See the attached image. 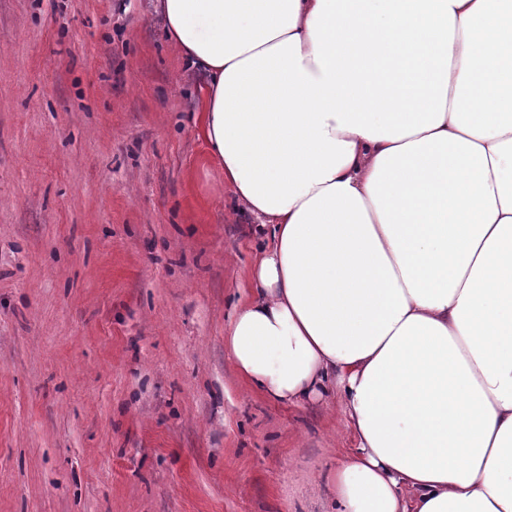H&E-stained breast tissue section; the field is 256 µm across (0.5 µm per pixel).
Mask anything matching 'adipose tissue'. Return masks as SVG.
I'll return each mask as SVG.
<instances>
[{"mask_svg": "<svg viewBox=\"0 0 512 512\" xmlns=\"http://www.w3.org/2000/svg\"><path fill=\"white\" fill-rule=\"evenodd\" d=\"M270 230L224 348L338 399L332 512H512V0H157Z\"/></svg>", "mask_w": 512, "mask_h": 512, "instance_id": "adipose-tissue-1", "label": "adipose tissue"}]
</instances>
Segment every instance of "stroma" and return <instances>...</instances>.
Masks as SVG:
<instances>
[{
  "label": "stroma",
  "instance_id": "1",
  "mask_svg": "<svg viewBox=\"0 0 512 512\" xmlns=\"http://www.w3.org/2000/svg\"><path fill=\"white\" fill-rule=\"evenodd\" d=\"M154 0H0V512H330L340 403L224 353L269 234Z\"/></svg>",
  "mask_w": 512,
  "mask_h": 512
}]
</instances>
